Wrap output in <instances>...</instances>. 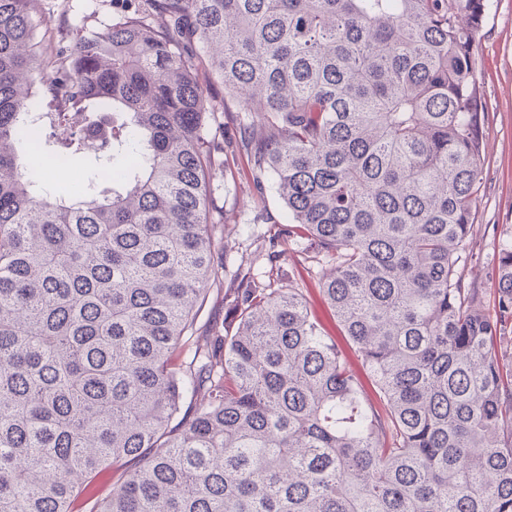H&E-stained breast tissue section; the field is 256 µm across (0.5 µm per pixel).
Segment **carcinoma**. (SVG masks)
<instances>
[{"mask_svg":"<svg viewBox=\"0 0 512 512\" xmlns=\"http://www.w3.org/2000/svg\"><path fill=\"white\" fill-rule=\"evenodd\" d=\"M487 10L141 0L37 81V0H0V512H76L109 467L91 512H512V235L492 311L459 271ZM203 59L359 368L303 263L279 288L245 272L234 333L193 335L218 262ZM22 148L80 189L38 188ZM118 475L112 473V468H107L100 472L90 483L87 491L82 496V508L84 512L90 511V507L97 501L106 499L112 495V486L116 482Z\"/></svg>","mask_w":512,"mask_h":512,"instance_id":"obj_1","label":"carcinoma"}]
</instances>
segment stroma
I'll return each mask as SVG.
<instances>
[{"instance_id": "1", "label": "stroma", "mask_w": 512, "mask_h": 512, "mask_svg": "<svg viewBox=\"0 0 512 512\" xmlns=\"http://www.w3.org/2000/svg\"><path fill=\"white\" fill-rule=\"evenodd\" d=\"M489 8L478 35L474 67L480 101L487 113L483 126L484 179L477 199V223L467 239L460 269L466 280H477L487 294H494L497 281L493 267L500 240L512 230V0H488ZM117 19L111 0H38L36 30L38 41H59L69 32H102ZM199 77L210 98L225 103L215 113L211 127L220 142L225 165L217 166L211 185L218 245L227 249L213 284L197 316V335L212 330L232 333L235 314L224 294L239 287L240 265H253L265 273L272 287H280L301 259L292 244L280 240L287 222L285 206L272 186L257 188L247 165L241 142L240 112L234 102L224 99V85L200 70ZM279 250L276 263L266 259Z\"/></svg>"}]
</instances>
